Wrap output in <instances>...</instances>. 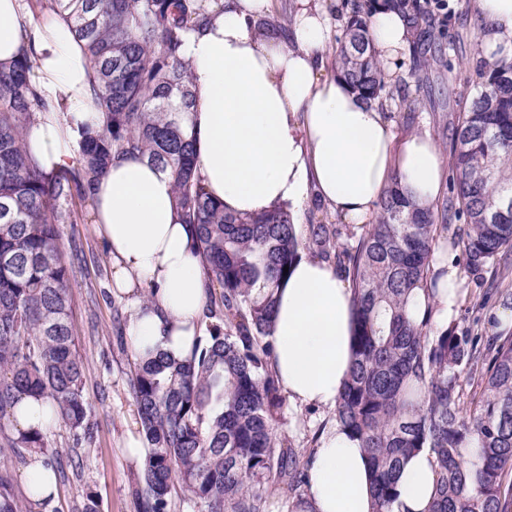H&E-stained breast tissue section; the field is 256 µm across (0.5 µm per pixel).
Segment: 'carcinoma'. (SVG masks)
<instances>
[{"instance_id": "obj_1", "label": "carcinoma", "mask_w": 512, "mask_h": 512, "mask_svg": "<svg viewBox=\"0 0 512 512\" xmlns=\"http://www.w3.org/2000/svg\"><path fill=\"white\" fill-rule=\"evenodd\" d=\"M409 17L414 35L430 17L419 0H384ZM66 15L94 69L100 124L81 123L72 165L47 174L28 136L40 112L67 111L32 81L34 60L0 63V419L27 396L45 398L52 420L90 435L83 396L71 277L62 251L71 205L94 204L114 159L139 157L173 177L184 223L193 227L208 296L206 333L188 361L163 353L134 359L129 385L147 453L137 512H172L173 493L204 512H267L269 485H309L313 451L279 430L282 393L272 356L273 315L284 267L304 256L334 265L353 288V363L332 422L359 440L370 464L372 512H394L405 462L426 451L435 480L428 512H506L512 496V335L437 325L433 308L409 313L413 291L434 296L448 268L434 251L462 248L472 274L512 250V58L472 49L483 81L453 128V197L443 209L407 205L398 183L375 221L355 237L348 224L296 232L290 209L235 215L194 175L195 146L182 126L190 111L186 34L223 0H27ZM378 0H352L335 74L365 103L383 101L387 81L369 38ZM467 224L448 235V225ZM476 384L466 392L464 383ZM32 455L57 471L45 434L20 432L0 457ZM0 512H23L0 470Z\"/></svg>"}]
</instances>
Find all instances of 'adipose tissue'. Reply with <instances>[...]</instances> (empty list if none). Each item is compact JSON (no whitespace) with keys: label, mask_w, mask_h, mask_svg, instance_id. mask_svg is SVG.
Here are the masks:
<instances>
[{"label":"adipose tissue","mask_w":512,"mask_h":512,"mask_svg":"<svg viewBox=\"0 0 512 512\" xmlns=\"http://www.w3.org/2000/svg\"><path fill=\"white\" fill-rule=\"evenodd\" d=\"M274 0H224L202 29L188 34L193 107L185 125L196 138V174L225 211L256 215L296 210L316 199L351 224L371 220L392 182L410 203L438 198L444 158L429 135L397 139L380 104H364L345 81L326 75L333 19L317 0H294L288 31L264 26ZM487 54L512 51V0H477ZM387 67L412 40L401 13L371 16ZM29 52L33 80L65 112L38 114L30 150L42 169L74 158V127L95 120L93 71L69 20L35 19L23 0H0V62ZM97 233L112 261V283L129 296L132 351L193 355L205 328L207 295L190 225L173 199L169 172L147 160L111 162L95 190ZM274 364L297 406L332 410L351 365L352 290L329 263L302 258L277 292ZM305 512H370L368 460L358 441L332 428L314 451ZM434 471L427 453L405 465L394 512H426Z\"/></svg>","instance_id":"ef3b65f1"}]
</instances>
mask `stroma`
Listing matches in <instances>:
<instances>
[{"label":"stroma","mask_w":512,"mask_h":512,"mask_svg":"<svg viewBox=\"0 0 512 512\" xmlns=\"http://www.w3.org/2000/svg\"><path fill=\"white\" fill-rule=\"evenodd\" d=\"M432 18L430 40L441 47L452 41L472 47L484 25L475 0H445L444 9L433 10ZM479 81L475 66L449 62L444 55L428 58L412 50L389 85L405 88L419 117L409 124L402 113L392 111L396 133L430 135L443 156H450L451 128L466 106L469 90ZM62 230L73 284L76 343L86 360L83 395L93 435L76 440L60 423L48 430L47 445L56 450L64 474L57 479L54 498L32 507L31 512H83L90 498L96 500L98 512H137L133 490L144 455L130 450L132 442L143 439L136 400L128 385L133 354L125 338L132 306L112 284L111 260L95 231L92 213L63 225ZM503 288L512 289V274H505L498 264L467 277L455 322L464 329L493 332L501 312L512 310V300L499 294ZM331 416V411L321 408L288 404L284 430L299 445L307 446Z\"/></svg>","instance_id":"stroma-1"}]
</instances>
